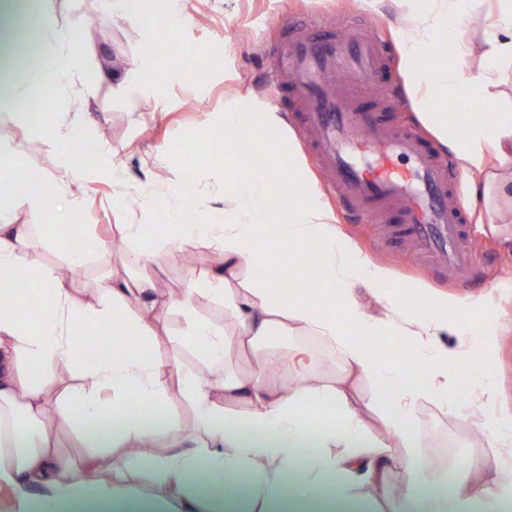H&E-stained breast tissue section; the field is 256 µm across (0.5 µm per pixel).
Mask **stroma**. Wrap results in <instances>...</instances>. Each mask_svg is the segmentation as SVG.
Here are the masks:
<instances>
[{"label":"stroma","instance_id":"35a3bbf8","mask_svg":"<svg viewBox=\"0 0 512 512\" xmlns=\"http://www.w3.org/2000/svg\"><path fill=\"white\" fill-rule=\"evenodd\" d=\"M178 5L182 21L169 28L173 53L161 68V78L155 79L134 106L114 96L113 90L127 71L142 61L148 47L146 33L165 24L164 14L158 10L138 15L105 10L87 18L82 30L83 42L94 57L97 69L89 76L96 90L81 102L80 110L95 139L122 147V157L130 171V181L124 190L125 201L114 203L115 190L104 176L98 157L84 156V144L77 142L69 146L72 154L81 157L85 169V177L76 190L79 218L87 233L100 236L107 243L112 240L107 232L110 226L166 223L163 210L145 216L137 205L146 171L157 166L159 149L178 148V162L183 172L205 167L212 176L220 175L226 164L224 139L213 121L223 113L226 98L234 95L255 98L281 112H289V104L277 92L274 70L269 65L271 53L258 35L259 23H267L271 39L278 40L285 25L292 20L314 27L330 24L347 27L360 19L393 50L397 47L399 29L407 19L406 7L397 0H389L377 11L363 8L359 0H178ZM185 67L198 71L201 82L181 83L175 73ZM11 209L15 223L36 227L28 250L29 260L37 265L63 263L64 254L45 235L53 222L51 213L30 204L15 203ZM500 210L503 221L499 224L478 223L473 214L468 217L473 247L478 255V270L464 286L454 283L447 274L421 267L398 245L377 248L380 235L377 225L344 217L339 223L364 255L392 268L394 277L382 284L383 292H396L404 283L421 279L433 290L462 298L486 295L488 312L476 314L474 320L479 323L490 316L497 321L498 338L493 358L496 399L499 406L511 408L512 204L503 203ZM120 257L130 260L137 274L154 279L163 289H180L188 276L173 254L155 257L146 265L130 259L125 251ZM496 281L501 284L497 290L492 287ZM181 328L182 320L177 314L159 310L153 350L165 363L179 361L198 366L194 353H174L167 342L168 336L179 333ZM300 341L294 336H269L264 344L284 356ZM301 342L314 354V376L332 379L337 369L335 352L313 337ZM421 435L432 477H440L457 466L463 457L470 456L485 460V481L492 484L500 479L494 451L475 422L453 413L435 412L427 404L423 407Z\"/></svg>","mask_w":512,"mask_h":512}]
</instances>
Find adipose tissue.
<instances>
[{
    "mask_svg": "<svg viewBox=\"0 0 512 512\" xmlns=\"http://www.w3.org/2000/svg\"><path fill=\"white\" fill-rule=\"evenodd\" d=\"M497 32L488 35L457 25L470 0H411L399 34L406 93L420 122L448 149L472 187L484 197L512 195V113L482 121L467 112L434 111L433 98L476 88L495 100L492 86L512 66V0H493ZM43 56L24 84L0 64V125H25L38 132L42 150L55 155L60 175L38 179L10 173L11 153L0 154V197L38 201L59 214L51 243L69 265L95 260L104 270L91 297L80 298L51 265H29L24 249L34 227L17 224L0 207V492L18 512H124L129 490L141 473L168 486L170 496L145 512H339L362 489L389 491V477H407L405 512H512V410L493 409L492 367L496 330L475 328L472 312L483 296L459 298L432 292L424 282L407 292L378 287L392 269L364 256L346 237L333 213L310 188V169L297 135L282 113L257 100L229 101L221 127L229 156L261 129L288 159L286 190L268 194L270 164L253 167L247 179L210 182L198 173L191 185L153 180L139 206L163 208L168 230L156 249L181 254L206 245L218 261L190 269L180 293L163 292L144 277L112 265V251L76 220L74 183L81 170L68 143L83 139L80 117L47 126L36 112H18L17 99L76 94L74 85L91 61L80 21L59 24L49 12L32 15ZM446 42L459 61L443 69L429 60ZM481 53H473L474 44ZM224 199V221L212 223L207 202ZM318 248L315 284L284 290L262 261L296 270L309 245ZM254 272L242 280L244 269ZM23 273L39 291L38 312L29 315L14 300L12 276ZM372 290L369 310L357 290ZM220 304L224 321L201 317L200 308ZM168 309L183 320L170 337L174 349L194 352L202 370L169 368L150 352L153 319ZM456 330L463 347L441 342ZM312 336L336 353L334 380L308 383L312 351L296 345L287 360L263 348L262 337ZM397 341L407 357L387 354ZM256 361L245 376L224 364L242 342ZM286 363L298 384L281 390L271 365ZM375 388L363 399L362 382ZM178 391L192 414L181 432L171 409ZM470 403L471 418L496 448L502 473L484 484L480 461L466 459L443 478L429 481L422 454L420 404L440 411ZM379 417L381 431L368 424ZM67 429L84 448L82 464L63 455L47 421Z\"/></svg>",
    "mask_w": 512,
    "mask_h": 512,
    "instance_id": "1",
    "label": "adipose tissue"
}]
</instances>
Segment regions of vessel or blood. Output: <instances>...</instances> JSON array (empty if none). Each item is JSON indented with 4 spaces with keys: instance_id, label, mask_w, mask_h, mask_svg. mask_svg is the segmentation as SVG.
I'll use <instances>...</instances> for the list:
<instances>
[{
    "instance_id": "vessel-or-blood-1",
    "label": "vessel or blood",
    "mask_w": 512,
    "mask_h": 512,
    "mask_svg": "<svg viewBox=\"0 0 512 512\" xmlns=\"http://www.w3.org/2000/svg\"><path fill=\"white\" fill-rule=\"evenodd\" d=\"M274 50L283 65L279 90L295 104L297 123L337 200L357 216L391 220L399 244L468 281L476 255L450 163L414 130L386 122L355 91L376 82L387 65L370 28L361 23L339 34L293 24Z\"/></svg>"
}]
</instances>
